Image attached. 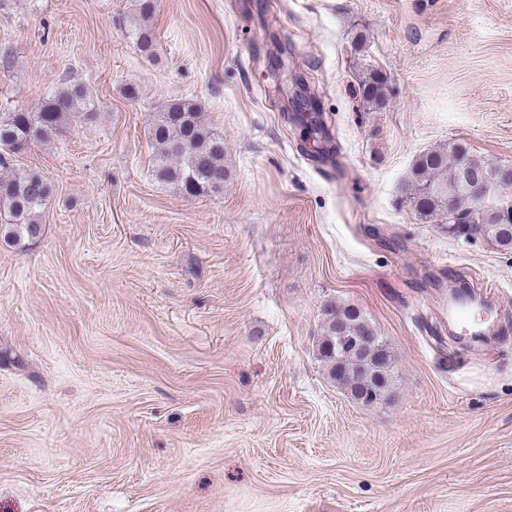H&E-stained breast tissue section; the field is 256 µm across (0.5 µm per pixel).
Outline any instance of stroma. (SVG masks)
Here are the masks:
<instances>
[{
	"label": "stroma",
	"instance_id": "1",
	"mask_svg": "<svg viewBox=\"0 0 512 512\" xmlns=\"http://www.w3.org/2000/svg\"><path fill=\"white\" fill-rule=\"evenodd\" d=\"M242 2L159 0L147 54L136 0H0V113L63 82L97 109L12 158L54 194L38 238L0 244V512H512V253L402 200L439 145L512 162V0H267L331 164ZM184 98L224 137L219 194L151 175L153 115ZM458 271L492 286L495 340H452ZM333 302L395 354L376 406L316 355ZM385 74L372 70L366 74L359 85V93L364 103L370 108H381L389 100V84Z\"/></svg>",
	"mask_w": 512,
	"mask_h": 512
}]
</instances>
